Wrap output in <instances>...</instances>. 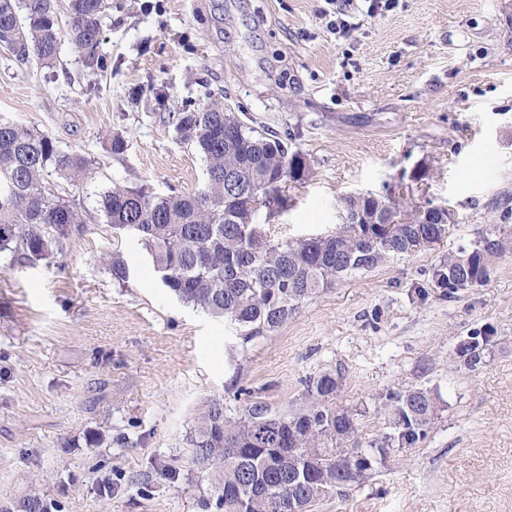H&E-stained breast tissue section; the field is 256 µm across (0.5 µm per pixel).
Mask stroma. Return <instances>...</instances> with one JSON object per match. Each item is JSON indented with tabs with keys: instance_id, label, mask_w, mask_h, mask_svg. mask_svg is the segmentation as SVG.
<instances>
[{
	"instance_id": "1",
	"label": "stroma",
	"mask_w": 512,
	"mask_h": 512,
	"mask_svg": "<svg viewBox=\"0 0 512 512\" xmlns=\"http://www.w3.org/2000/svg\"><path fill=\"white\" fill-rule=\"evenodd\" d=\"M324 0H112L85 68L69 42L56 64L0 49V118L93 162L87 190L199 188L206 162L170 115L211 99L306 154L288 208H259L273 242L334 231L364 193L447 208L440 242L358 272L243 342L179 302L131 234L85 199L90 229L23 267L0 253V506L39 494L48 512H217L186 438L206 401L283 410L303 380L341 366L339 409L361 439L390 432L387 393L427 388L443 404L413 445L314 512H512V254L482 286L448 292L433 272L512 215V0H400L326 28ZM127 144L110 150L113 135ZM131 270L113 281L103 253ZM490 335L477 363L461 354Z\"/></svg>"
}]
</instances>
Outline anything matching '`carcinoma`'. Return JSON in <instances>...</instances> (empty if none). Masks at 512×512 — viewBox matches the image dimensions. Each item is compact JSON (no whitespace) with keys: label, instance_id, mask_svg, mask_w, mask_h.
Returning <instances> with one entry per match:
<instances>
[{"label":"carcinoma","instance_id":"1","mask_svg":"<svg viewBox=\"0 0 512 512\" xmlns=\"http://www.w3.org/2000/svg\"><path fill=\"white\" fill-rule=\"evenodd\" d=\"M112 0H68L67 36L89 68L108 69L100 53L101 22ZM58 0H0V48L20 61L46 67L58 61L61 29ZM177 139L197 149L206 161L201 188L153 195L112 185L95 191L104 223L131 232L161 281L179 301L233 324L249 342L276 331L299 308L344 276L370 271L394 255L438 242L443 224L425 223L426 209L408 211L385 198L346 196L343 213L384 214L388 224L340 223L336 231L282 243L268 239L255 222L258 207L275 214L286 209L283 188L311 174V162L288 143L245 125L216 100L202 109L174 113ZM90 160L61 151L44 132L0 119V253L24 266L50 259L63 240L87 230L81 200L57 192L55 174L78 186L87 180ZM236 185H226V173ZM498 238L489 258L486 238ZM512 253V231L492 224L467 247L448 255L440 284L448 292L486 283L498 258ZM112 279L125 284L130 267L118 250L103 256ZM344 375L323 367L305 378L302 405L276 412L262 401L228 412L212 399L198 414L187 438L189 459L205 472L220 512H281L292 493L308 506L345 487L348 475L336 472L342 444L384 462L389 443L409 444L439 411L440 396L430 389L390 392L384 409L398 435L386 434L367 448L358 445V413L333 406ZM305 452L293 455L291 449Z\"/></svg>","mask_w":512,"mask_h":512}]
</instances>
